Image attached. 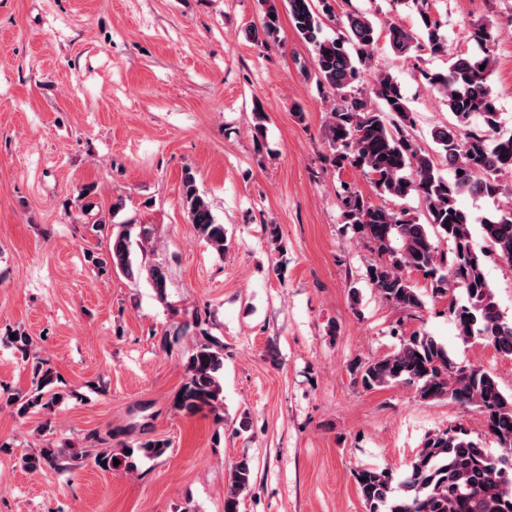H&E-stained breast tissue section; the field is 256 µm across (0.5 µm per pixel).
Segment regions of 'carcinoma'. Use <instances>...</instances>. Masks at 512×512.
Here are the masks:
<instances>
[{
  "label": "carcinoma",
  "mask_w": 512,
  "mask_h": 512,
  "mask_svg": "<svg viewBox=\"0 0 512 512\" xmlns=\"http://www.w3.org/2000/svg\"><path fill=\"white\" fill-rule=\"evenodd\" d=\"M296 35L311 47L317 82L333 98L326 125L329 162L338 170L357 168L369 178L377 195L404 200L415 196L425 220L405 206L375 205L359 190L346 186L340 194L343 217L354 234L377 255L366 280L381 299L414 316L425 307L424 296L407 273L427 281L432 298L451 297L448 317L464 341L483 339L503 356H512V320L501 311L484 272V258L493 254L512 268V205L484 217L481 232L486 247L477 248L467 214L458 206L464 193L496 197L504 192L501 177L512 174V133L500 130V112L489 87L495 59V34L487 24L472 26L466 38L473 52H460L440 71H420L424 82L440 94L452 121L432 130L438 155L448 164L449 175L439 170L436 156L420 149L410 136L413 112L401 84L389 73L372 79L375 105L359 90L364 70L370 67L380 38L393 52L410 57L425 52L448 55L442 22L431 11L430 0H391L412 7L420 20L419 31L391 19L380 22L359 10L335 16L330 0H283ZM259 25L248 37L262 44L278 41L281 30L276 0H259ZM336 18L338 33L323 35L326 18ZM463 174H458V171ZM182 204L197 233L216 252L228 248L227 232L200 193L191 169L183 177ZM152 231L141 227L132 241V225L121 224L112 236L108 257L95 264L129 279L146 277L161 300L166 298L167 271L160 265L138 264L134 248L145 250ZM446 241L448 249L440 248ZM463 297H456V292ZM192 324L203 341L188 358L186 374L174 402L175 408L193 415L219 410L223 402L224 344ZM25 360L32 361L35 389L27 394L4 391L0 404L23 418L40 408L50 410L69 393L56 386L57 377L46 362L31 355L32 337L23 332L6 337ZM357 379L366 389L406 384L423 402L448 400L472 407L484 418L487 432L501 453L494 456L480 442L457 427L428 433L421 450L401 478L380 468L354 473L368 512H512V394H505L496 377L481 366H462L447 348L428 332L415 330L402 338L395 351L363 364ZM87 451L70 454L47 444L39 456H22L25 468L49 465L61 471L81 467ZM127 471L135 469L133 454L106 450L96 456L98 465ZM253 464L247 457L234 461L224 488V512H238L241 496L253 484Z\"/></svg>",
  "instance_id": "cac0c4a2"
}]
</instances>
